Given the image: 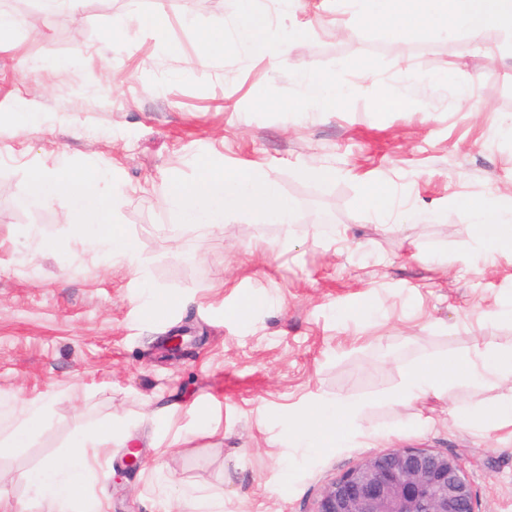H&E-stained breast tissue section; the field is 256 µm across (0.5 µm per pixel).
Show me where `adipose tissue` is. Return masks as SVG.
Masks as SVG:
<instances>
[{
    "mask_svg": "<svg viewBox=\"0 0 512 512\" xmlns=\"http://www.w3.org/2000/svg\"><path fill=\"white\" fill-rule=\"evenodd\" d=\"M355 6L364 18L391 22L400 36L426 21L438 31L461 25L477 37L494 20L505 36L512 39V0H355ZM298 82L305 102L317 101L329 106L350 92L346 83L314 72L300 74ZM101 179L99 172L89 168L63 172L38 167L30 174L27 200L54 205L65 221L89 231L91 245L135 264L134 247L119 226L102 222L103 215L114 209L116 197L99 193ZM169 193L182 222L208 232L223 231L232 219L260 208L275 223L288 225L293 221L291 204L276 195L267 175L255 171L223 174L207 170L192 184L170 187ZM461 207L472 224L474 248H512L511 207H498L479 197L462 200ZM468 361L465 368L445 360L417 363L407 371L399 399L441 400L447 397L448 387L454 383L498 387L512 379V349L478 345ZM363 408L364 403L359 399L324 400L298 418L295 432L309 442L318 440L326 447H346L358 435L357 420ZM479 423L496 429L512 427V393L448 415L452 427ZM115 443L116 438L108 427L81 432L65 463H42L27 470L22 480L43 492L59 512H69L83 489L108 479V472L98 462L111 455Z\"/></svg>",
    "mask_w": 512,
    "mask_h": 512,
    "instance_id": "1",
    "label": "adipose tissue"
}]
</instances>
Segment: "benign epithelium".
<instances>
[{"mask_svg": "<svg viewBox=\"0 0 512 512\" xmlns=\"http://www.w3.org/2000/svg\"><path fill=\"white\" fill-rule=\"evenodd\" d=\"M455 457L420 448L375 453L327 485L314 512H476Z\"/></svg>", "mask_w": 512, "mask_h": 512, "instance_id": "benign-epithelium-1", "label": "benign epithelium"}]
</instances>
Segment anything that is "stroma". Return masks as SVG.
Wrapping results in <instances>:
<instances>
[{
    "label": "stroma",
    "instance_id": "stroma-1",
    "mask_svg": "<svg viewBox=\"0 0 512 512\" xmlns=\"http://www.w3.org/2000/svg\"><path fill=\"white\" fill-rule=\"evenodd\" d=\"M143 24L104 34L127 0H83L34 15L38 36L0 42V439L31 402L53 425L25 448L0 450L19 512H57L19 477L65 461L81 430L111 426L139 464L112 451L95 487L108 512H314L325 486L368 455L425 448L459 457L477 512H512V439L450 427V411L500 388H449L419 407L391 400L406 369L459 362L475 344L512 348V253L471 246L460 199L512 206V50L498 24L392 34L341 0H140ZM269 16L277 55L231 42L243 10ZM167 19L155 29L156 13ZM348 30L331 35L336 22ZM225 36L209 49L203 31ZM203 66L188 74L183 54ZM348 83L325 109L300 104L299 74ZM477 86L460 98L457 89ZM405 110L384 112L379 97ZM37 131L15 125L19 106ZM335 168L326 181L314 163ZM100 170L119 204L105 216L132 241L140 270L84 244L50 205L27 203L31 169ZM252 168L294 206L282 226L256 211L202 233L181 224L164 184L207 169ZM395 199L386 217L362 205L371 185ZM433 212L409 224L405 211ZM160 295L146 304L142 285ZM181 335V352L165 339ZM365 403L363 434L345 448L298 446L295 417L326 398Z\"/></svg>",
    "mask_w": 512,
    "mask_h": 512
}]
</instances>
